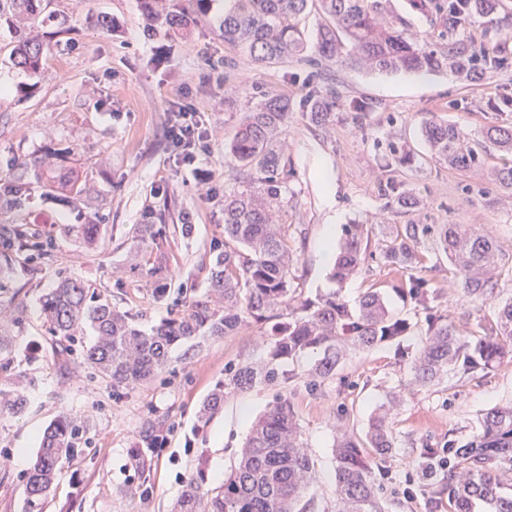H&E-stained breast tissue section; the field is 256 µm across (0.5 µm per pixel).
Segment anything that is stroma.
Instances as JSON below:
<instances>
[{"label":"stroma","mask_w":512,"mask_h":512,"mask_svg":"<svg viewBox=\"0 0 512 512\" xmlns=\"http://www.w3.org/2000/svg\"><path fill=\"white\" fill-rule=\"evenodd\" d=\"M52 8L69 30L52 35L40 80L10 61V36L0 30V162L76 147L72 165L89 180L110 219L99 247L87 249L62 231L74 223L73 212L58 201L35 198L29 228L50 235V255L33 278L22 275L26 259L16 255L15 275L0 278V330L12 338L13 358L10 370H0V389L18 387L25 397L21 410L0 413V512H25L24 484L39 439L63 414L80 418L83 432L44 512H171L189 479L208 488L223 484L253 421L280 393L292 403L315 460L308 491L314 512H335L334 438L364 433L387 395L398 399L391 488L399 493L416 477L412 458L421 443L464 444L485 412L512 404V358L468 378L449 375L435 389L414 383L396 351L415 354L422 340L417 330L400 345L350 353L335 378L323 383L306 376L316 358L307 353L287 388L260 385L228 396L205 423L199 410L223 383L226 369L263 357L264 326L253 323L231 336L184 343L173 349L163 372L130 387L89 374L79 354L64 355L41 314L43 296L62 277L81 279L146 330L204 298L212 249L224 239V194L238 185L225 164L224 146L245 112L271 93L293 103L281 135L293 173L278 217L288 227L293 287L309 299L338 290L352 301L376 288L394 315L412 317L409 299L397 289L398 276L378 260H368L339 285L323 265L324 248H337L353 223L413 222L429 225L432 233L443 224H462L495 241L505 257L493 294L467 300L447 258L434 254L432 234L421 248L428 255L426 277L447 302L449 323L469 335L512 298V189L492 175L506 157L492 148L482 167L450 169L431 159L421 126L433 118L478 137L490 125L511 123L512 105L501 96L505 78L494 72L464 86L446 74L335 66L331 74L344 95L365 99L374 109L359 120L341 109L335 124L321 129L300 105L308 87L321 81L308 62L255 64L225 47L214 25L190 37L151 30L138 0H54ZM101 15L111 17L112 30L98 25ZM184 104L201 113L206 134L207 150L192 167L166 140ZM392 143L407 150L404 166H389ZM397 188L415 195L418 206H394ZM153 202L168 203L174 217L160 245L139 241ZM159 262L166 283L161 294L152 273ZM148 423L167 444L134 457Z\"/></svg>","instance_id":"1"}]
</instances>
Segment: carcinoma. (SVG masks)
I'll list each match as a JSON object with an SVG mask.
<instances>
[{
  "label": "carcinoma",
  "mask_w": 512,
  "mask_h": 512,
  "mask_svg": "<svg viewBox=\"0 0 512 512\" xmlns=\"http://www.w3.org/2000/svg\"><path fill=\"white\" fill-rule=\"evenodd\" d=\"M408 2V13L396 10L393 0H141V8L154 29L167 33L188 35L215 21L224 44L261 65L300 59L330 67L366 59L381 71H449L463 81L508 68L512 8L504 0H467L463 14L452 0ZM52 3L0 0V23L13 33L10 58L36 79L45 70L51 47L34 30L54 22ZM313 10L322 21L311 38L301 22ZM414 15L428 25L416 40L407 37ZM343 104L357 118L373 110L363 100L343 101L329 84L313 87L304 96L311 124L324 129L336 122V109ZM290 109L288 97L265 95L255 110L245 113L225 150L239 185L224 194V247L216 250L209 264L206 297L148 332L78 278L58 280L43 297V315L53 335L75 340L84 325L95 330L96 340L81 349L90 372L114 386L135 385L163 370L179 343L229 336L252 321L269 324L264 359L229 369L224 384L211 393L203 409L207 413L224 404L226 396L258 384L287 385L295 374L284 370V364L298 361L307 350L322 352L310 375L324 382L335 374L347 351L372 349L419 326L394 316L374 288L352 304L338 292L302 299L291 287L288 225L276 220L291 171L280 144ZM421 132L434 158L457 170L484 165L488 144L505 155L512 153V124L487 127L481 141L435 120L425 121ZM73 156L75 149L68 146L6 159V173L0 176V276L14 270L10 251L17 241L27 253V275L39 271L43 242L38 234L18 229L37 191L76 210L78 222L68 225L67 231L87 246H97L107 217L100 212L88 215L81 208L90 185L62 173L63 164ZM169 216L166 204L148 208L144 238L165 237ZM371 233L365 224L345 228L333 269L337 282H344L365 262ZM428 233L426 225L404 224L387 237L379 256L382 265L403 276L400 290L410 299L414 317L424 318V341L410 362V372L419 385L436 386L450 371L470 377L512 353V299L498 310L495 321L477 323L471 337L457 335L441 311V292L423 276L426 258L420 244ZM436 243L467 296L478 299L494 292L493 276L502 265V253L493 240L461 224H445ZM383 410L364 436L344 434L336 440L337 512H387L385 475L395 433L387 422L390 407ZM79 432L80 426L68 415L45 432L25 485L26 512H41ZM443 461L448 468L439 467ZM412 465L430 482L429 512H440L445 504L448 512H474L478 504L485 512H512V405L491 408L479 433L460 448L450 440L440 448L425 444L415 449ZM313 473L314 461L304 448L294 408L281 396L253 425L224 485L205 488L194 479L187 481L177 512H311L313 500L305 494Z\"/></svg>",
  "instance_id": "carcinoma-1"
}]
</instances>
